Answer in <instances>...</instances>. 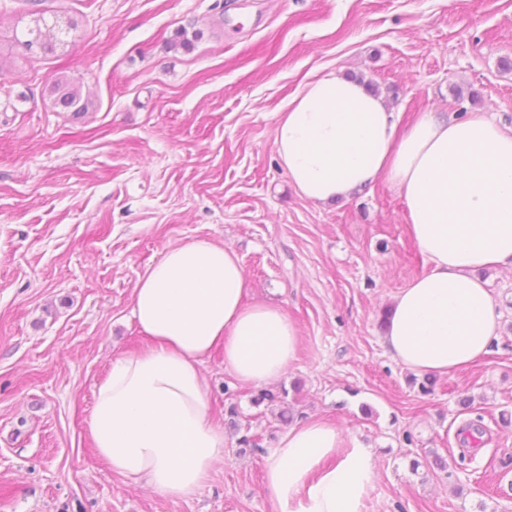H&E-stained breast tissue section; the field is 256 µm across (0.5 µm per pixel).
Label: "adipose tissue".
Wrapping results in <instances>:
<instances>
[{
  "instance_id": "1",
  "label": "adipose tissue",
  "mask_w": 512,
  "mask_h": 512,
  "mask_svg": "<svg viewBox=\"0 0 512 512\" xmlns=\"http://www.w3.org/2000/svg\"><path fill=\"white\" fill-rule=\"evenodd\" d=\"M278 160L305 200L322 204L385 179L402 193L427 273L398 292L383 343L418 374L448 376L486 356L501 331L484 269H512V128L482 112L425 111L398 132L383 98L336 74L306 84L278 113ZM242 260L196 240L167 249L139 279L132 314L146 349L113 358L86 430L112 474L173 501L194 496L224 455L202 367L255 386L281 378L299 335L270 303L245 304ZM371 449L335 424L303 420L265 458L276 512H360L374 479Z\"/></svg>"
}]
</instances>
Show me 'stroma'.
I'll list each match as a JSON object with an SVG mask.
<instances>
[{"label": "stroma", "instance_id": "35a3bbf8", "mask_svg": "<svg viewBox=\"0 0 512 512\" xmlns=\"http://www.w3.org/2000/svg\"><path fill=\"white\" fill-rule=\"evenodd\" d=\"M74 18L66 52L22 57L34 12ZM0 512H275L264 460L290 422L322 418L376 451L361 512H512V270L490 269L501 333L423 393L389 356L381 314L425 274L385 180L315 205L273 142L278 112L324 74L420 112L512 128V0H6L0 9ZM96 106L53 107L50 76ZM235 249L247 301L299 330L294 364L242 385L203 372L224 457L191 498L112 475L86 436L113 356L144 348L133 290L172 246ZM447 471L412 468L428 451Z\"/></svg>", "mask_w": 512, "mask_h": 512}]
</instances>
